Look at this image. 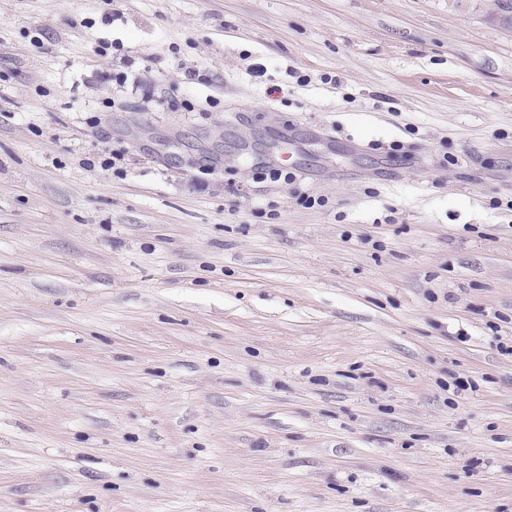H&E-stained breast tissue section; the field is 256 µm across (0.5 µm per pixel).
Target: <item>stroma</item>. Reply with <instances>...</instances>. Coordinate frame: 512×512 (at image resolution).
<instances>
[{
  "mask_svg": "<svg viewBox=\"0 0 512 512\" xmlns=\"http://www.w3.org/2000/svg\"><path fill=\"white\" fill-rule=\"evenodd\" d=\"M503 344L512 35L0 0V512H512Z\"/></svg>",
  "mask_w": 512,
  "mask_h": 512,
  "instance_id": "stroma-1",
  "label": "stroma"
}]
</instances>
